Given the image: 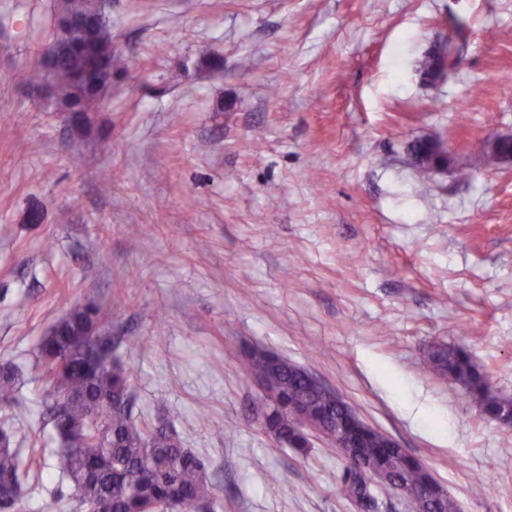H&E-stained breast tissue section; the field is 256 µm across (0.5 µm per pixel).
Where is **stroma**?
<instances>
[{
	"mask_svg": "<svg viewBox=\"0 0 512 512\" xmlns=\"http://www.w3.org/2000/svg\"><path fill=\"white\" fill-rule=\"evenodd\" d=\"M58 13L0 0V365L22 373L0 423L36 451L23 512H76L37 345L90 303L134 416L204 463L213 512H357L338 448L265 428L254 346L313 372L459 512H512V429L424 367L431 344L464 346L512 400V165L483 162L512 134V0H109L112 82L85 119L38 66ZM448 41L430 83L420 63ZM424 138L453 169L419 175ZM428 145L433 149V153L429 157L431 169L434 172L448 171L454 162L452 154L447 149L442 151L436 140H428ZM410 152L420 173L427 177L430 176L432 170L429 168L428 163L420 157V154L425 153L423 145L418 141L412 143L410 145Z\"/></svg>",
	"mask_w": 512,
	"mask_h": 512,
	"instance_id": "1",
	"label": "stroma"
}]
</instances>
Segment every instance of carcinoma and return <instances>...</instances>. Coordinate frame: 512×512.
<instances>
[{
    "label": "carcinoma",
    "instance_id": "carcinoma-1",
    "mask_svg": "<svg viewBox=\"0 0 512 512\" xmlns=\"http://www.w3.org/2000/svg\"><path fill=\"white\" fill-rule=\"evenodd\" d=\"M62 15L78 21L74 31L63 30L57 44L70 48L48 58L58 104L66 112L86 115L100 110L104 85L100 75L112 71L110 21L98 15L92 0H64ZM112 337L100 329L97 312L75 307L38 346L43 377L53 398L51 414L63 448L53 468L73 484L78 512H90L103 502L112 512H152L164 505L171 512H200L214 504L215 489L204 464L167 435L151 431L133 418L129 406L130 373L114 353ZM249 371L266 380L283 401L299 400L315 414L346 425L336 402L320 392L306 374L288 359L263 348L249 352ZM427 368L441 379L458 384L478 402L483 421L512 420V408L490 387L486 374L462 346L436 344L428 353ZM19 380L10 365L0 366V403L14 400ZM264 424L276 438L307 451L302 435L288 424V413L268 405ZM356 444L355 462L343 480L347 498L372 500L373 495L356 465L377 467L389 475L381 484L387 492L434 485L438 512H458L457 503L437 484L426 467L404 449L388 446L386 435L371 428L347 430ZM20 449L12 435L0 429V508L20 509L24 477Z\"/></svg>",
    "mask_w": 512,
    "mask_h": 512
}]
</instances>
